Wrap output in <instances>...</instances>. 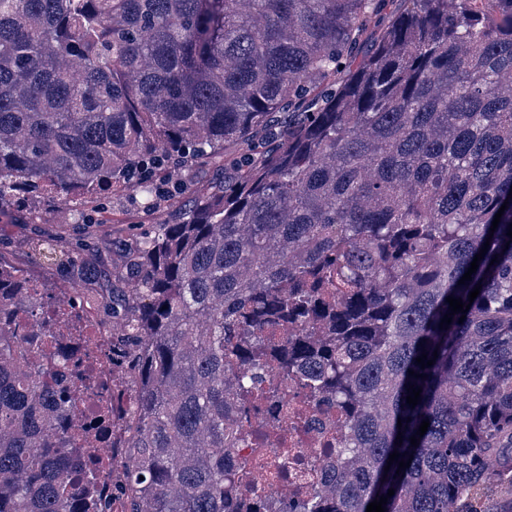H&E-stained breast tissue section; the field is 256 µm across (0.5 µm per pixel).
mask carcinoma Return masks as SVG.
Here are the masks:
<instances>
[{
    "label": "carcinoma",
    "instance_id": "cac0c4a2",
    "mask_svg": "<svg viewBox=\"0 0 512 512\" xmlns=\"http://www.w3.org/2000/svg\"><path fill=\"white\" fill-rule=\"evenodd\" d=\"M385 2L0 0V211L226 173L135 225L109 464L26 339L79 289L39 303L0 265V512H512V0H405L366 52ZM269 361L341 440L317 490L246 503L224 449ZM221 178V170H217L213 167H205L186 173V177L184 179L185 182L190 181L196 194H199L204 192L212 182L220 180Z\"/></svg>",
    "mask_w": 512,
    "mask_h": 512
}]
</instances>
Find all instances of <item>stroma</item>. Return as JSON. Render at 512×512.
<instances>
[{"mask_svg":"<svg viewBox=\"0 0 512 512\" xmlns=\"http://www.w3.org/2000/svg\"><path fill=\"white\" fill-rule=\"evenodd\" d=\"M221 177V171L213 167L187 173L186 179L193 185L189 194L180 191L176 178H169V197L149 213L128 195L116 198L102 209L76 199L60 198L50 203L34 200L28 208L9 211L7 218L0 221V263L44 290L78 279L81 292L91 302L85 317L88 322L98 323L105 316L104 307L112 299V285L125 265L132 226L175 221L191 207L195 194L204 192ZM47 237L75 245L103 240L107 246L83 252V274L78 277L63 260L36 257L34 245Z\"/></svg>","mask_w":512,"mask_h":512,"instance_id":"35a3bbf8","label":"stroma"}]
</instances>
